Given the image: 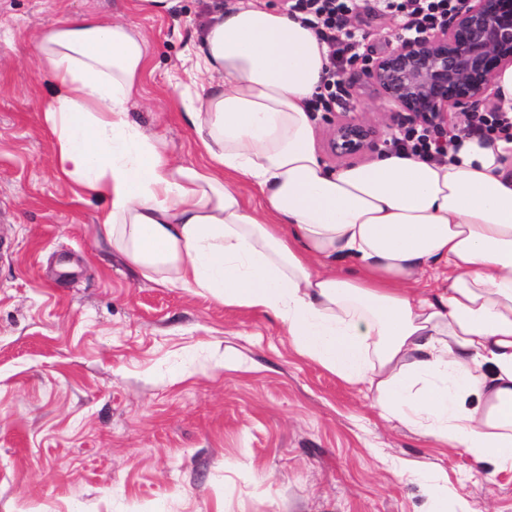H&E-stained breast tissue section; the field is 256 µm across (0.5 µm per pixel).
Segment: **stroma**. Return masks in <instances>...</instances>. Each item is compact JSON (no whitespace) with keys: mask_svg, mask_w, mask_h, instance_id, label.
Returning a JSON list of instances; mask_svg holds the SVG:
<instances>
[{"mask_svg":"<svg viewBox=\"0 0 512 512\" xmlns=\"http://www.w3.org/2000/svg\"><path fill=\"white\" fill-rule=\"evenodd\" d=\"M238 2L0 0V512H432L442 483L470 512H512V471L381 420L273 316L142 279L99 233L104 202L58 175L42 31L87 14L134 26L147 67L132 117L201 165L191 58ZM351 29L365 58L402 24L362 12ZM342 78L344 111L398 135L359 65Z\"/></svg>","mask_w":512,"mask_h":512,"instance_id":"35a3bbf8","label":"stroma"}]
</instances>
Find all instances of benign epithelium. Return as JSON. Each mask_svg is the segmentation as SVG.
I'll list each match as a JSON object with an SVG mask.
<instances>
[{"label": "benign epithelium", "instance_id": "1", "mask_svg": "<svg viewBox=\"0 0 512 512\" xmlns=\"http://www.w3.org/2000/svg\"><path fill=\"white\" fill-rule=\"evenodd\" d=\"M512 64V0H464L441 28L416 39L402 36L363 61L361 73L407 120L448 134L453 112H470L494 99L495 73ZM379 128L359 117L333 120L328 139L338 158L379 150Z\"/></svg>", "mask_w": 512, "mask_h": 512}]
</instances>
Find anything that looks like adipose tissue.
I'll list each match as a JSON object with an SVG mask.
<instances>
[{
	"label": "adipose tissue",
	"instance_id": "1",
	"mask_svg": "<svg viewBox=\"0 0 512 512\" xmlns=\"http://www.w3.org/2000/svg\"><path fill=\"white\" fill-rule=\"evenodd\" d=\"M36 53L54 78L41 119L55 168L107 202L100 229L143 279L274 316L383 420L512 470V141L327 169L310 110L326 47L303 15L250 0L194 61L213 78L184 112L201 166L130 118L146 63L133 27L87 15ZM428 275L445 288L420 289Z\"/></svg>",
	"mask_w": 512,
	"mask_h": 512
}]
</instances>
